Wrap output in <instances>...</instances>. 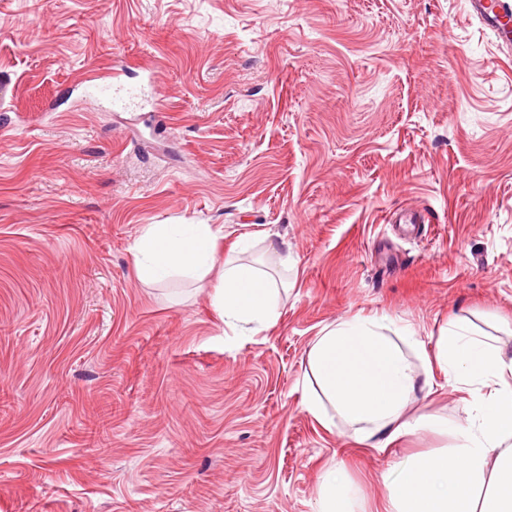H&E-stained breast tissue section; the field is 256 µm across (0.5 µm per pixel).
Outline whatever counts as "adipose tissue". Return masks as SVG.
Wrapping results in <instances>:
<instances>
[{
    "label": "adipose tissue",
    "mask_w": 512,
    "mask_h": 512,
    "mask_svg": "<svg viewBox=\"0 0 512 512\" xmlns=\"http://www.w3.org/2000/svg\"><path fill=\"white\" fill-rule=\"evenodd\" d=\"M218 233L208 224H150L136 239V272L147 284L173 278L204 281L223 264L213 298L234 332L271 327L279 290L252 265L217 256ZM384 319L357 316L325 327L308 353L316 390L303 402L323 426L341 416L360 442L385 448L429 427L428 415L408 414L418 380L404 346L418 347L414 330L388 334ZM428 371H439L463 392L466 418L449 452L419 456L397 467L386 486L382 512H512V354L498 339L472 332L452 318L442 328ZM357 493L342 466L329 468L318 492V512H356Z\"/></svg>",
    "instance_id": "1"
}]
</instances>
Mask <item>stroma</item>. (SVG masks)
Returning <instances> with one entry per match:
<instances>
[{"label": "stroma", "mask_w": 512, "mask_h": 512, "mask_svg": "<svg viewBox=\"0 0 512 512\" xmlns=\"http://www.w3.org/2000/svg\"><path fill=\"white\" fill-rule=\"evenodd\" d=\"M150 224L247 242L275 324L226 333L217 268L141 282ZM372 313L512 353V49L468 0H0V512H316L339 460L378 512L454 437L304 410L321 330ZM434 383L408 411L451 429Z\"/></svg>", "instance_id": "obj_1"}]
</instances>
